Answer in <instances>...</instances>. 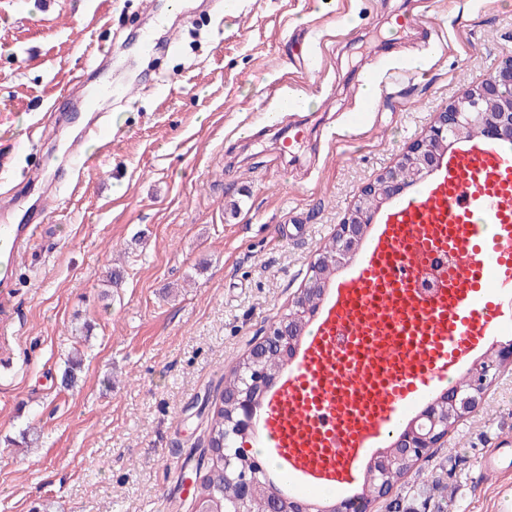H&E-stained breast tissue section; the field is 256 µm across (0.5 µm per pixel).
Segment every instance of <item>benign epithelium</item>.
<instances>
[{
	"label": "benign epithelium",
	"instance_id": "benign-epithelium-1",
	"mask_svg": "<svg viewBox=\"0 0 512 512\" xmlns=\"http://www.w3.org/2000/svg\"><path fill=\"white\" fill-rule=\"evenodd\" d=\"M463 127H476L488 137L512 141L511 57L481 83L436 113L430 126L411 143L396 166L362 188L358 195V204L337 225L332 239L336 262H341L345 255L359 247L379 204L401 191L403 184L400 180V169H411L417 179H425L438 169L445 155L454 149ZM322 260L323 257L320 256L311 264L308 285L293 300L292 314L281 316L269 328L262 341L251 349L253 361H259L261 351L270 347L280 355L283 365L291 362L305 317L316 313L318 301L324 293L326 278L320 270ZM495 359L512 363V343L498 345L473 364L464 376L468 380L466 386H452L429 402L420 415L401 432L391 448L371 459L369 468L384 474L394 463L415 461L438 447L441 440L448 435V430L481 403L485 392L496 378V372L493 371ZM273 383V379L258 370H253L242 378V386L235 388L230 395L237 415L225 438L247 436L253 429L255 412ZM224 472L242 473L237 479V495L231 504L224 505L222 509L213 507L210 512H254L253 485L257 479L266 477L265 470L250 459L226 453ZM385 496L386 487L381 485L374 492L366 490L337 505L323 506L275 492L265 505L264 512H372L373 503Z\"/></svg>",
	"mask_w": 512,
	"mask_h": 512
}]
</instances>
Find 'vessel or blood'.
<instances>
[{
	"mask_svg": "<svg viewBox=\"0 0 512 512\" xmlns=\"http://www.w3.org/2000/svg\"><path fill=\"white\" fill-rule=\"evenodd\" d=\"M498 228L486 237L485 225ZM0 225V286L37 234ZM454 254L438 288L423 292L426 259ZM512 285V157L485 137L463 140L419 195L380 218L358 265L326 297L295 365L258 415L263 447L296 493L348 488L356 468L434 380L460 371L472 352L507 332L499 300Z\"/></svg>",
	"mask_w": 512,
	"mask_h": 512,
	"instance_id": "vessel-or-blood-1",
	"label": "vessel or blood"
}]
</instances>
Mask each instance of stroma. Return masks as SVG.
Segmentation results:
<instances>
[{"mask_svg":"<svg viewBox=\"0 0 512 512\" xmlns=\"http://www.w3.org/2000/svg\"><path fill=\"white\" fill-rule=\"evenodd\" d=\"M166 5L0 0V164L36 169L0 181L19 201L0 224L23 212L40 226L0 339V512H192L186 479L225 377L361 187L512 54V0H238L227 17L210 0ZM147 30L158 44L141 61ZM85 40L111 46L103 67ZM282 86L291 109L269 118ZM105 87L119 133L76 186L66 150L84 95ZM413 470L376 512H504L512 368Z\"/></svg>","mask_w":512,"mask_h":512,"instance_id":"obj_1","label":"stroma"}]
</instances>
